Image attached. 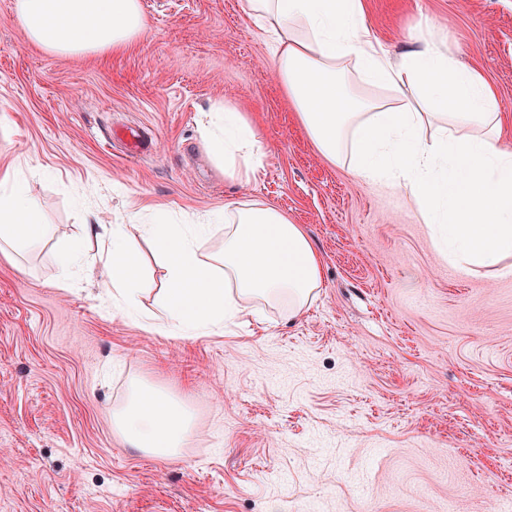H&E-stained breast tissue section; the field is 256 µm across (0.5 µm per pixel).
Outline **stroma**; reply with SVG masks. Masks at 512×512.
<instances>
[{
    "label": "stroma",
    "mask_w": 512,
    "mask_h": 512,
    "mask_svg": "<svg viewBox=\"0 0 512 512\" xmlns=\"http://www.w3.org/2000/svg\"><path fill=\"white\" fill-rule=\"evenodd\" d=\"M129 51L62 57L30 44L0 0V169L52 248L0 259V512H498L512 506V263L466 274L416 206L327 161L302 127L247 0H141ZM392 52L423 21L499 91L512 143V0H366ZM226 101L266 154L246 186L201 141ZM138 128L146 152L111 133ZM266 202L302 225L322 287L295 319L184 338L103 299L88 224H200ZM83 245L70 285L53 251ZM187 402L179 458L124 447L108 409L132 378Z\"/></svg>",
    "instance_id": "1"
}]
</instances>
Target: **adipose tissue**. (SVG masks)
Wrapping results in <instances>:
<instances>
[{"mask_svg":"<svg viewBox=\"0 0 512 512\" xmlns=\"http://www.w3.org/2000/svg\"><path fill=\"white\" fill-rule=\"evenodd\" d=\"M26 39L64 57L118 54L142 35L140 0H15ZM269 39L288 101L320 154L362 179L383 180L420 207L438 252L465 271L495 273L512 259V148L500 141L499 94L446 44L419 36L395 54L371 34L364 0H248ZM205 149L225 179L256 176L265 147L251 123L224 103L200 121ZM102 229V291L137 307L144 255L127 231ZM207 224H151L165 271L155 303L173 334L221 333L227 319L276 304L301 315L318 297L321 259L301 225L274 206L240 201L224 213V243L206 249ZM51 241L16 169L0 173V256ZM122 443L180 456L195 431L192 411L165 390L132 380L112 411Z\"/></svg>","mask_w":512,"mask_h":512,"instance_id":"1","label":"adipose tissue"}]
</instances>
